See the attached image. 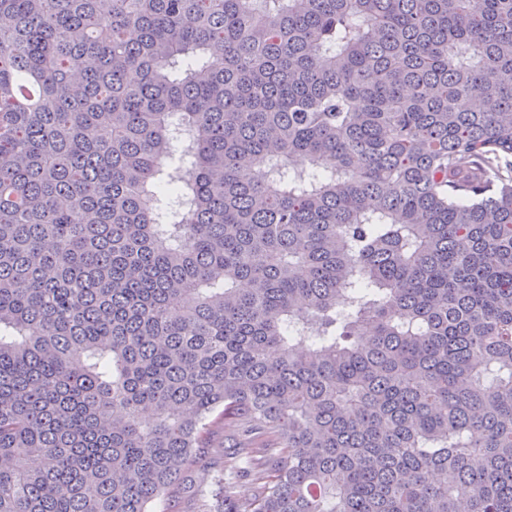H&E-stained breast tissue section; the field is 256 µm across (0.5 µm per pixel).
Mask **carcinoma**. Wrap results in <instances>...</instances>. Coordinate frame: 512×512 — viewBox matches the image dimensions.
I'll return each instance as SVG.
<instances>
[{"label": "carcinoma", "instance_id": "carcinoma-1", "mask_svg": "<svg viewBox=\"0 0 512 512\" xmlns=\"http://www.w3.org/2000/svg\"><path fill=\"white\" fill-rule=\"evenodd\" d=\"M0 19V512H512V0Z\"/></svg>", "mask_w": 512, "mask_h": 512}]
</instances>
